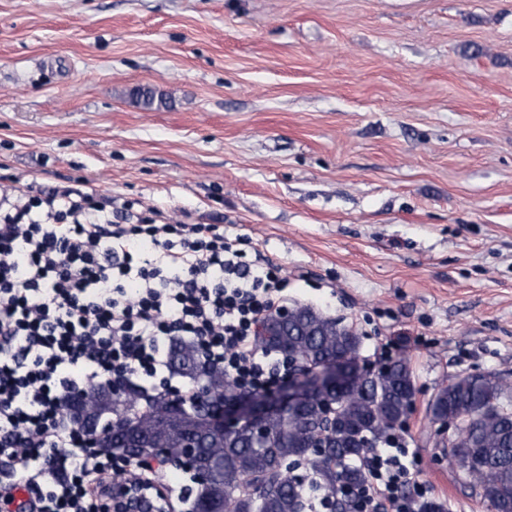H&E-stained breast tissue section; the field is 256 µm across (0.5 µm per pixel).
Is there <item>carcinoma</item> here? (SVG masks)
Masks as SVG:
<instances>
[{
  "instance_id": "cac0c4a2",
  "label": "carcinoma",
  "mask_w": 512,
  "mask_h": 512,
  "mask_svg": "<svg viewBox=\"0 0 512 512\" xmlns=\"http://www.w3.org/2000/svg\"><path fill=\"white\" fill-rule=\"evenodd\" d=\"M260 347L306 364L336 363L356 353L359 337L347 335L336 319L307 305L292 310L280 334L258 336ZM171 367L191 385L209 377V391L216 399L231 401L239 390L233 381L204 365L196 348L176 340L169 351ZM508 384L490 374H466L440 388L429 406L437 420L456 421L465 429L461 446L451 444L448 462L490 512H512V407ZM168 393L150 394L131 381L112 400V416L144 425L139 435L101 428L98 450L113 454L124 448L128 460L154 455L164 448L170 464L187 442L196 445L185 469L206 468L210 477L197 484L191 509L208 512H303L307 491L324 496L339 487L362 484L358 461L370 440L380 443L402 427L415 397V385L404 360L386 367L380 377L353 376L334 387L318 386L293 409L272 410L265 419L267 437L259 440L243 425L220 432L205 414L191 408L176 409L171 423L147 420L150 411ZM336 402V426L322 434L325 403ZM322 447L313 448L314 439Z\"/></svg>"
}]
</instances>
